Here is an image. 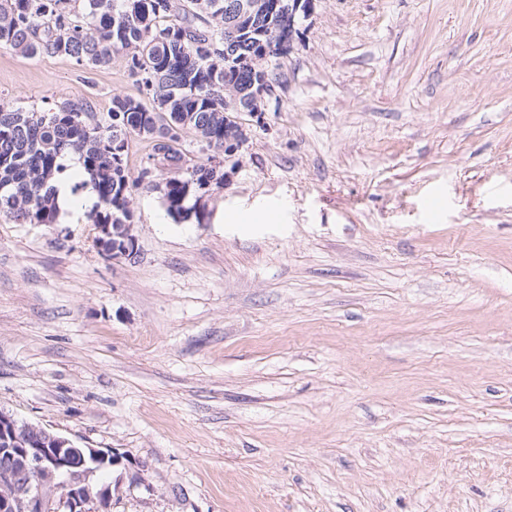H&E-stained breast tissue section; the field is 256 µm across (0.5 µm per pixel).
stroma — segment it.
Here are the masks:
<instances>
[{"label": "stroma", "mask_w": 512, "mask_h": 512, "mask_svg": "<svg viewBox=\"0 0 512 512\" xmlns=\"http://www.w3.org/2000/svg\"><path fill=\"white\" fill-rule=\"evenodd\" d=\"M298 28L200 217L135 190L137 259L0 213V409L117 453L111 512H512V0ZM136 90L0 48V103Z\"/></svg>", "instance_id": "obj_1"}]
</instances>
